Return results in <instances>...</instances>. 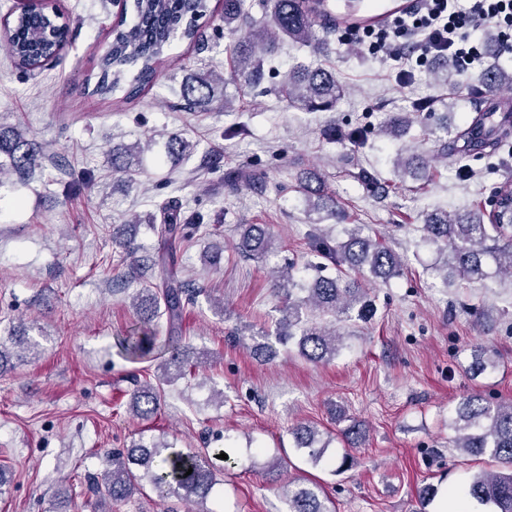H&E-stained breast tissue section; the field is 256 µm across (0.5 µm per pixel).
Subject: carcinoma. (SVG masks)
<instances>
[{
	"label": "carcinoma",
	"instance_id": "cac0c4a2",
	"mask_svg": "<svg viewBox=\"0 0 512 512\" xmlns=\"http://www.w3.org/2000/svg\"><path fill=\"white\" fill-rule=\"evenodd\" d=\"M224 28L235 40L230 46V67L227 75L215 72L189 73L180 88L182 108L188 111L228 109L232 101L225 95L226 85L241 90L256 89L266 79L267 57L279 42L291 40L307 46L319 58L329 50L327 35L336 31V13L328 0H262L266 20L258 21L252 14L251 0H220ZM211 11L210 0H134V16L115 27L111 48L101 57L93 93L108 97L122 88L126 72L137 69L127 91L131 96L153 84L158 65L172 40L194 39L198 21ZM69 31L60 19L50 13L16 15L3 29V39L14 62L24 69H34L58 55ZM512 90V71L494 63L479 74L476 89L497 92ZM274 91L287 104L307 112H333L344 88L333 68L322 63L300 64L289 70ZM511 111L504 102L478 113L463 128L448 130L440 125L445 137L436 154L400 151L395 160L397 173L411 174L426 180L437 158L448 153L481 157L494 151L501 139L512 130L509 115L494 121L500 109ZM411 126L407 115L396 114L377 130V134L397 139ZM330 138L338 137L357 145L367 142L363 127L340 130L332 124L325 130ZM153 140L138 139L130 146L112 150V171H136ZM195 145L177 133L166 134L165 157L180 159L193 154ZM0 155L8 159V168L0 167V175L10 172L24 177L36 166L39 156L33 140L15 128H0ZM373 196L384 193V186L368 171L356 175ZM309 207L322 210L338 219L344 218L336 197L326 191L321 174L309 169L299 180ZM512 189L495 191V209L450 214L436 211L425 216L422 231L426 243L436 247L442 258L437 267L443 280L457 276L467 280H483L492 275L512 276V205L500 198ZM188 218L183 205L173 200L163 208V223L149 229L164 244V251L153 264L161 266L163 287L145 288L132 296V307L138 323L118 339L119 353L131 362L145 359L155 348L156 324L166 316L169 332H174L185 306L195 300V289L173 280L177 266L172 243L183 237ZM345 239L340 241L326 232L310 234L311 252L336 267V275L322 274L323 266L315 267L311 277L295 280L292 273L275 278L274 288L282 304L281 316L275 321L274 334L279 339L296 341L302 357L312 363H326L336 358L343 340L336 327L317 321L321 315H346L356 312L366 317L373 311L364 273L386 283L401 276L399 256L387 245L364 233V225L347 224ZM275 246L274 238L261 224H246L236 249L251 259H260ZM497 352L482 347L472 351L470 367L483 372L496 365ZM191 365L180 345L171 346L169 356L157 366V383L145 382L131 395L134 415L149 418L160 407V386L187 375ZM449 426L455 431L452 447L469 455L488 454L505 465L504 472H483L475 475L461 497H470L492 508V512H512V401L491 403L478 393H470L454 408ZM296 447L307 450L309 459L318 464L324 457L328 440L313 425L298 423L291 429ZM221 448H179L175 443L155 435H141L130 448L114 452L105 460L101 472L87 476L88 491L94 497L97 512H111L112 503L130 499L151 489L160 496L176 494L195 506V512H213L207 507L210 495L218 484L216 456ZM282 497L288 512H332L321 488L285 482Z\"/></svg>",
	"mask_w": 512,
	"mask_h": 512
}]
</instances>
